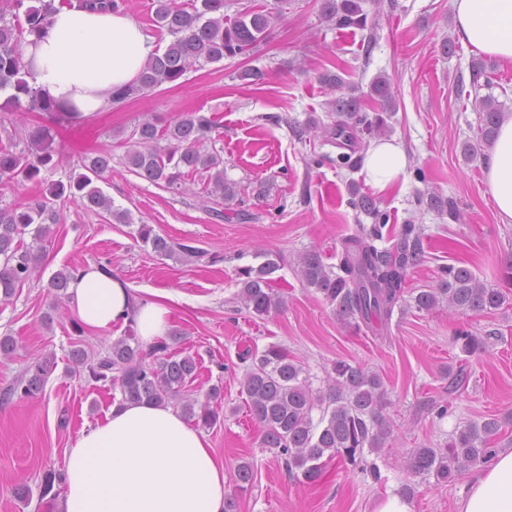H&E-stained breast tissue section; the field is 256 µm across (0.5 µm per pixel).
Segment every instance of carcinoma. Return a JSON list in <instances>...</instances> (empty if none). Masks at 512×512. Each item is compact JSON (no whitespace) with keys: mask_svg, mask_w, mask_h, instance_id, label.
<instances>
[{"mask_svg":"<svg viewBox=\"0 0 512 512\" xmlns=\"http://www.w3.org/2000/svg\"><path fill=\"white\" fill-rule=\"evenodd\" d=\"M53 2L0 0V92H9L7 107L19 109L25 101L32 110L68 120L75 118L76 113L63 111L47 93L30 84L31 74L25 61V35L41 31ZM319 2L325 21L339 28L366 27L367 14L361 0ZM155 5V23L171 40L163 51L151 55L135 81L112 89L114 104L176 82L202 63H219L249 53L268 37L278 18L264 5L230 18L224 14L227 0H191L189 7L178 0H155ZM370 95L379 101L381 111L392 110L390 83L386 78L379 76L371 82ZM328 111L336 113L338 120L334 128H322L325 135L351 138L365 131L379 133L384 127L382 116L371 119L361 113V102L355 96L334 97L328 102ZM479 111V143L465 147L468 156L483 145H492L502 116L501 105L490 96L479 100ZM217 129L214 117L199 110L186 112L162 126L154 119H144L130 133L126 165L141 179L171 189L180 187L190 176L206 172V195L233 202L238 196L237 184L224 178V158L210 146ZM18 137L26 140L20 151L14 150ZM54 140L53 128L42 125L19 130L8 118V112H1L0 179L39 180L41 171L52 167ZM111 163V152L101 150L82 161L85 172L66 184H51L47 196L31 201L21 210L0 208L1 301H8L16 288L40 277L42 252L23 246L20 236L31 226L37 237L48 231L45 224L55 223L57 217L52 201L74 199L86 209H102L121 223H131L128 213L112 210L111 201L93 186V179L110 170ZM378 237V230L373 228L348 238L338 274L324 264L316 251L302 254L298 263L303 284L335 306L342 323L350 327L363 324L371 329L375 323L388 325L402 297L407 270L419 260L414 225L404 226L392 253L377 249L373 241ZM133 238L161 257L177 252L185 258L201 256L193 246L174 245L150 224L137 225ZM277 270L278 261L272 258L257 267L239 268L238 299L257 317L267 316L282 305L271 285ZM72 274L73 270L65 267L49 278L47 288L54 296L52 309H58L67 299ZM506 299L502 289L487 286L465 267L452 266L437 287L417 294L414 304L420 311H430L445 303L451 311L468 315L495 310ZM454 339L468 354L484 348L481 338L464 330ZM72 360L74 373L85 374L96 382H111L120 388L124 401L177 406L187 418L204 426L217 421L213 404L218 402L222 387L212 386L203 402L186 394V384L197 369L196 359L170 352L164 339L145 352L130 329L112 341L105 354L90 359L76 349ZM242 360L251 361L242 385L250 411L263 424V445L277 450L288 470H297L306 483H316L322 479L326 463L339 459L373 480H381L377 465L364 458V449L380 450L393 433L392 422L383 414L387 390L377 372L338 360L326 390L315 392L303 376L301 363L290 358L279 345L272 344L262 352L248 349ZM54 365L48 356L36 360L16 379L9 394L27 400L38 397ZM500 429L501 421L497 418L481 423L471 421L455 431L444 448L413 449L408 454L406 470L415 476L432 474L437 481L446 482L456 472L484 464L496 451ZM65 482V471H46L38 485L39 503L54 507Z\"/></svg>","mask_w":512,"mask_h":512,"instance_id":"obj_1","label":"carcinoma"}]
</instances>
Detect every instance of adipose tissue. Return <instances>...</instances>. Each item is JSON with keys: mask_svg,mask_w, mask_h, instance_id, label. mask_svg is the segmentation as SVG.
Returning <instances> with one entry per match:
<instances>
[{"mask_svg": "<svg viewBox=\"0 0 512 512\" xmlns=\"http://www.w3.org/2000/svg\"><path fill=\"white\" fill-rule=\"evenodd\" d=\"M455 35L465 46L512 62V0H452ZM154 41L131 17L55 5L40 35L28 36L25 60L35 87L67 110L88 115L114 87L135 80ZM408 156L397 140L369 148L366 180L395 189ZM501 223H512V114L503 113L484 168ZM170 293L134 298L123 283L88 266L73 274L69 304L90 329L133 325L144 343L164 336ZM60 512H224V464L201 431L172 406L121 402L83 428L67 450ZM458 512H512V451H501L473 478Z\"/></svg>", "mask_w": 512, "mask_h": 512, "instance_id": "1", "label": "adipose tissue"}]
</instances>
